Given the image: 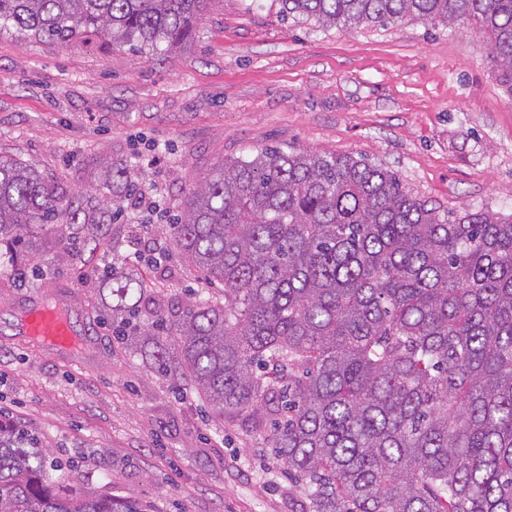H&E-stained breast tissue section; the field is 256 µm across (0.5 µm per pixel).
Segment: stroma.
I'll return each mask as SVG.
<instances>
[{"label":"stroma","instance_id":"obj_1","mask_svg":"<svg viewBox=\"0 0 512 512\" xmlns=\"http://www.w3.org/2000/svg\"><path fill=\"white\" fill-rule=\"evenodd\" d=\"M365 158L433 205L512 213V97L472 24L408 20L322 28L281 0H217L191 41L165 54L0 33V153L87 189L101 155L143 175L140 216L113 225L124 271L182 299L206 288L172 244L181 190L220 160L265 147ZM36 278L0 281V418L39 432L69 489L111 495L118 512H310L266 434L218 417L196 391L118 345L111 280L52 251ZM67 304L72 353L14 325L32 301Z\"/></svg>","mask_w":512,"mask_h":512}]
</instances>
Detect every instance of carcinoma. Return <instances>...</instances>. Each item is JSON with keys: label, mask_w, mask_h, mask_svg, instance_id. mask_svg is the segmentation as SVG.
I'll list each match as a JSON object with an SVG mask.
<instances>
[{"label": "carcinoma", "mask_w": 512, "mask_h": 512, "mask_svg": "<svg viewBox=\"0 0 512 512\" xmlns=\"http://www.w3.org/2000/svg\"><path fill=\"white\" fill-rule=\"evenodd\" d=\"M215 0H0V31L180 48ZM321 27L474 23L512 96V0H281ZM74 194L0 155V278L52 244L82 261L137 190L103 162ZM173 246L216 292L173 302L112 272L118 342L220 415L272 426L311 512H512V214L442 210L364 159L266 147L183 194ZM43 439L0 420V512H114L60 494Z\"/></svg>", "instance_id": "carcinoma-1"}]
</instances>
